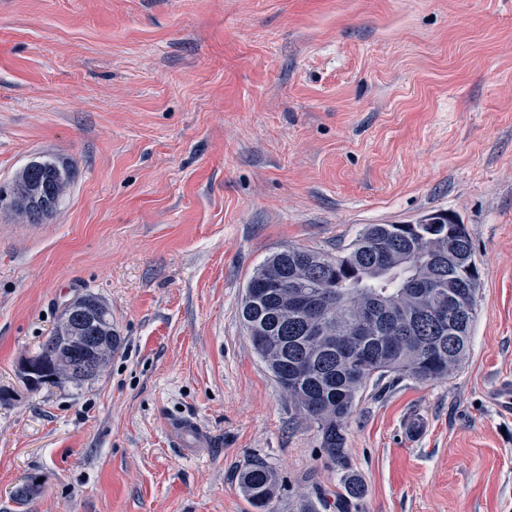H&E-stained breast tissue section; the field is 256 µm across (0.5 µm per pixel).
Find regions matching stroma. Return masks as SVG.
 Masks as SVG:
<instances>
[{
  "mask_svg": "<svg viewBox=\"0 0 512 512\" xmlns=\"http://www.w3.org/2000/svg\"><path fill=\"white\" fill-rule=\"evenodd\" d=\"M46 158L72 171L50 219L0 208V512H254L257 460L274 512H512V0H0V185ZM434 212L480 273L469 356L370 381L328 458L242 286L274 249ZM87 292L122 349L29 389L21 359ZM189 416L193 456L165 427ZM167 431L171 441L186 454L206 448L211 441L210 434L191 419L173 421L168 424ZM275 475L264 462L256 461L240 475V488L251 505L261 512H273Z\"/></svg>",
  "mask_w": 512,
  "mask_h": 512,
  "instance_id": "stroma-1",
  "label": "stroma"
}]
</instances>
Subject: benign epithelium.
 <instances>
[{
    "instance_id": "benign-epithelium-1",
    "label": "benign epithelium",
    "mask_w": 512,
    "mask_h": 512,
    "mask_svg": "<svg viewBox=\"0 0 512 512\" xmlns=\"http://www.w3.org/2000/svg\"><path fill=\"white\" fill-rule=\"evenodd\" d=\"M104 311L102 305L88 300L67 311L44 352L51 362L48 380L94 378L103 372L112 347V337L103 334ZM20 371L35 386L44 372L42 358L36 354L23 358Z\"/></svg>"
}]
</instances>
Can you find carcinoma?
Wrapping results in <instances>:
<instances>
[{
	"instance_id": "obj_1",
	"label": "carcinoma",
	"mask_w": 512,
	"mask_h": 512,
	"mask_svg": "<svg viewBox=\"0 0 512 512\" xmlns=\"http://www.w3.org/2000/svg\"><path fill=\"white\" fill-rule=\"evenodd\" d=\"M68 165L32 161L11 182V209L29 224L56 210ZM479 274L463 224H366L336 258L293 247L272 251L243 285L239 317L257 354L334 459L367 383L390 374L442 379L469 352ZM324 315L316 330L298 308L308 293ZM444 313L439 321L437 313ZM240 488L273 512L275 475L257 461Z\"/></svg>"
}]
</instances>
